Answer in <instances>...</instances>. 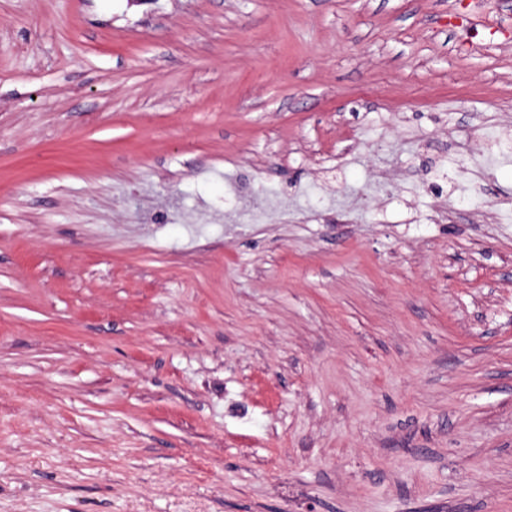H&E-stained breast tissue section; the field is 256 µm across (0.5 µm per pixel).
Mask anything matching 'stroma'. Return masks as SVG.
Returning a JSON list of instances; mask_svg holds the SVG:
<instances>
[{"label": "stroma", "instance_id": "1", "mask_svg": "<svg viewBox=\"0 0 512 512\" xmlns=\"http://www.w3.org/2000/svg\"><path fill=\"white\" fill-rule=\"evenodd\" d=\"M490 128L512 0H0V512H512Z\"/></svg>", "mask_w": 512, "mask_h": 512}]
</instances>
